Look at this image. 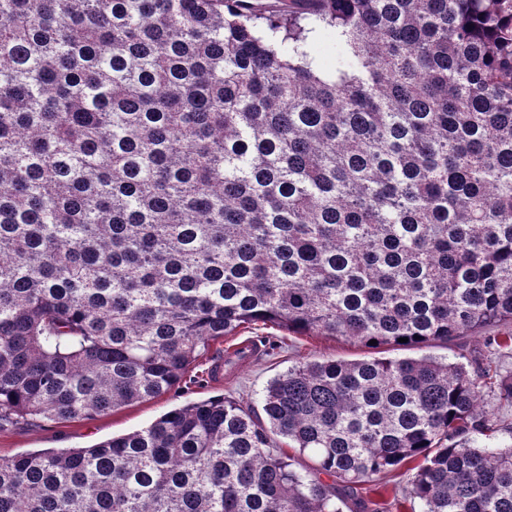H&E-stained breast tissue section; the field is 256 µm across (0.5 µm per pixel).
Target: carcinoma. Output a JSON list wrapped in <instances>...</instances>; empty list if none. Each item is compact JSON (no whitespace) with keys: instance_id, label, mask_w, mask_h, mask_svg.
<instances>
[{"instance_id":"carcinoma-1","label":"carcinoma","mask_w":512,"mask_h":512,"mask_svg":"<svg viewBox=\"0 0 512 512\" xmlns=\"http://www.w3.org/2000/svg\"><path fill=\"white\" fill-rule=\"evenodd\" d=\"M258 324L452 355L1 460L0 512H512V0H0V428Z\"/></svg>"}]
</instances>
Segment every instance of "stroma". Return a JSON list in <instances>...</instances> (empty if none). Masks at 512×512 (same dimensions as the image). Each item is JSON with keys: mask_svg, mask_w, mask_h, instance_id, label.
<instances>
[{"mask_svg": "<svg viewBox=\"0 0 512 512\" xmlns=\"http://www.w3.org/2000/svg\"><path fill=\"white\" fill-rule=\"evenodd\" d=\"M239 340L257 342L252 358L221 369L217 378L193 369L164 394L111 412L66 422L21 420L0 429V459L45 449L82 448L148 427L162 414L186 403L224 396L244 404L256 403L264 386L289 368L314 358L354 361L370 358L369 350L341 338L295 336L268 326L244 329Z\"/></svg>", "mask_w": 512, "mask_h": 512, "instance_id": "35a3bbf8", "label": "stroma"}]
</instances>
